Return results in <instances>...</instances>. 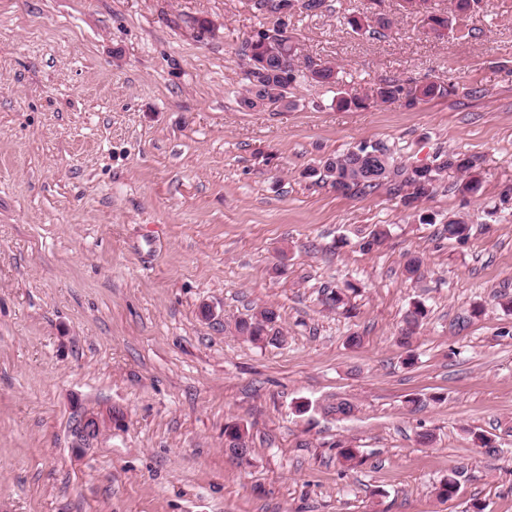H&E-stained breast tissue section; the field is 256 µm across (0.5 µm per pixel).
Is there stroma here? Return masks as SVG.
<instances>
[{"label":"stroma","instance_id":"35a3bbf8","mask_svg":"<svg viewBox=\"0 0 512 512\" xmlns=\"http://www.w3.org/2000/svg\"><path fill=\"white\" fill-rule=\"evenodd\" d=\"M355 14L392 27L355 33ZM263 22L253 0H0V512H512V0L441 37L400 0L294 12L289 35L338 81L296 84L285 112L240 104L238 50ZM426 79L453 91L333 102ZM366 142L409 165L461 154L479 189L451 169L410 209L320 181ZM348 282L349 310L324 303ZM265 306L282 343L235 331ZM78 408L102 420L82 453ZM235 422L243 465L224 448ZM427 315V309L420 301L413 302L412 306L407 310L404 317V327L401 329L399 343L403 346L410 345V339L415 330L420 326L421 322Z\"/></svg>","mask_w":512,"mask_h":512}]
</instances>
